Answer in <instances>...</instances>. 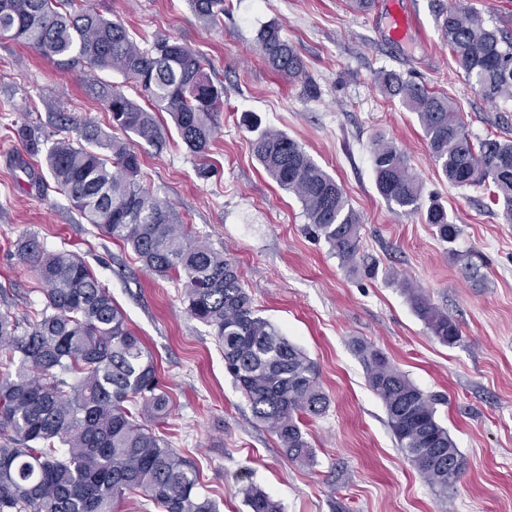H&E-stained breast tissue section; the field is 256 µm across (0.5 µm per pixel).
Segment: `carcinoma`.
<instances>
[{
  "label": "carcinoma",
  "mask_w": 512,
  "mask_h": 512,
  "mask_svg": "<svg viewBox=\"0 0 512 512\" xmlns=\"http://www.w3.org/2000/svg\"><path fill=\"white\" fill-rule=\"evenodd\" d=\"M193 8L201 23L212 26L229 10L226 0H193ZM443 32L484 99L512 100L511 39L461 0L448 6ZM0 37L53 63L83 62L122 74L151 110L107 84L101 101L112 126L160 151L166 138L155 113L167 112L187 147L206 159L214 117L224 107L223 88L207 72V60L188 46L158 37L144 48L90 0H0ZM257 50L281 75L303 76V61L281 27L264 28ZM378 84L416 114L448 183L492 185L512 222V140L489 138L476 146L448 95L397 73L379 75ZM71 131L75 137L50 142L32 121L17 134L30 155H43L56 192L87 223L130 247L155 275L183 281L187 312L213 330L225 369L256 420L268 425L290 461L310 463L303 419L321 416L329 405L315 363L257 313L236 265L193 236L167 201L141 185L136 153L92 123ZM251 146L264 170L301 203L307 232L328 244L343 266L364 264L358 214L333 177L280 131L258 132ZM371 154L381 197L417 207L422 189L400 149L377 137ZM427 222L442 241H455L459 228L444 208L432 206ZM17 253L34 264L43 307L22 321L0 313V512H119L128 494L157 512H220L216 499L200 490L194 464L159 430L170 397L152 353L128 327L108 288L73 253H46L34 238L18 243ZM406 292L437 341L460 340L448 313L419 289ZM356 351L398 448L431 488L448 494L465 460L437 420L439 398L418 388L381 350L358 343ZM243 493L248 512H282L256 486Z\"/></svg>",
  "instance_id": "1"
}]
</instances>
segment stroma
<instances>
[{"label": "stroma", "instance_id": "obj_1", "mask_svg": "<svg viewBox=\"0 0 512 512\" xmlns=\"http://www.w3.org/2000/svg\"><path fill=\"white\" fill-rule=\"evenodd\" d=\"M138 42L177 40L210 63L224 89L220 129L209 149L213 169L181 140L168 113L157 119L166 145L132 141L140 182L167 200L195 232L238 266L254 307L316 363L330 404L305 427L313 461L288 460L257 422L212 330L185 311L182 286L146 271L126 245L86 224L70 203L34 182L37 169L16 131L36 111L45 136L64 112L108 128L96 92L122 75L62 68L0 37V312L20 317L42 305L36 272L16 254L36 237L48 252L77 253L109 289L129 327L156 358L172 398L166 429L191 460L221 512H247L253 484L283 512H512V224L492 187L451 186L435 165L417 116L385 97L376 78L393 71L448 93L472 141L512 140V100L488 102L455 63L443 36L449 0H409L425 40L391 41L384 19L347 0H233L221 25L200 23L191 0H92ZM276 23L302 58L306 77L273 73L260 59L259 29ZM318 88L305 94V81ZM297 141L343 189L360 218V253L372 273L351 272L306 232L298 199L255 160L243 119ZM392 140L422 186L417 210L403 212L378 193L369 144ZM440 204L460 232L441 241L425 217ZM470 256L481 282L465 279ZM420 289L457 323L460 340L434 339L414 312L407 287ZM382 350L421 390L440 395L437 416L466 462L453 491L436 493L399 450L383 404L353 349Z\"/></svg>", "mask_w": 512, "mask_h": 512}]
</instances>
